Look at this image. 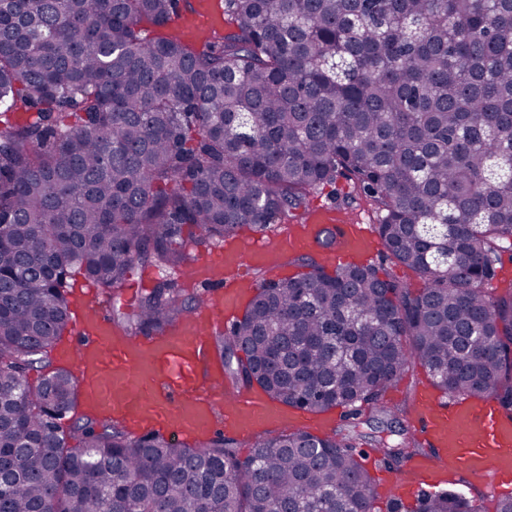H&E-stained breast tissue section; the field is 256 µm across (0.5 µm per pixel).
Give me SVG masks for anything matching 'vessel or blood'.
<instances>
[{
    "mask_svg": "<svg viewBox=\"0 0 512 512\" xmlns=\"http://www.w3.org/2000/svg\"><path fill=\"white\" fill-rule=\"evenodd\" d=\"M321 225L298 227L283 238V251L316 242ZM340 248L326 256L330 264L368 247L354 224L334 227ZM259 267L276 257L255 238L214 248L205 264H190L186 280L204 298L194 312L161 336H126L113 329L96 302L97 291L84 284L73 300L72 334L58 353L69 365L86 406L122 419L133 432L166 431L181 439H199L223 431L250 436L268 426L291 424L268 400L251 391L226 392L224 374L214 358L213 332L230 324L243 296L256 283L240 272V257ZM413 425L429 446L426 455L409 461L419 483L433 471L458 477H484V494L494 502L512 494V419L503 416L490 397L477 401H443L423 389L411 413ZM392 501L412 496L418 485L403 483L400 474L380 471Z\"/></svg>",
    "mask_w": 512,
    "mask_h": 512,
    "instance_id": "vessel-or-blood-1",
    "label": "vessel or blood"
}]
</instances>
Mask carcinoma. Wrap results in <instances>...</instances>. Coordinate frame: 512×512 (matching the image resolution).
Instances as JSON below:
<instances>
[{"label":"carcinoma","instance_id":"1","mask_svg":"<svg viewBox=\"0 0 512 512\" xmlns=\"http://www.w3.org/2000/svg\"><path fill=\"white\" fill-rule=\"evenodd\" d=\"M177 12L0 0V512H372L359 447L397 463L427 448L409 423L393 439L358 418L411 367L512 417V280L489 288L512 251V0H224L233 30L192 39L162 32ZM339 175L423 287L307 262L261 281L215 343L236 386L346 423L266 432L243 460L222 436L137 437L94 410L62 427L72 272L120 331L160 335L198 299L169 277L121 296L146 267L184 271V229L302 220ZM417 512L479 507L441 490Z\"/></svg>","mask_w":512,"mask_h":512}]
</instances>
